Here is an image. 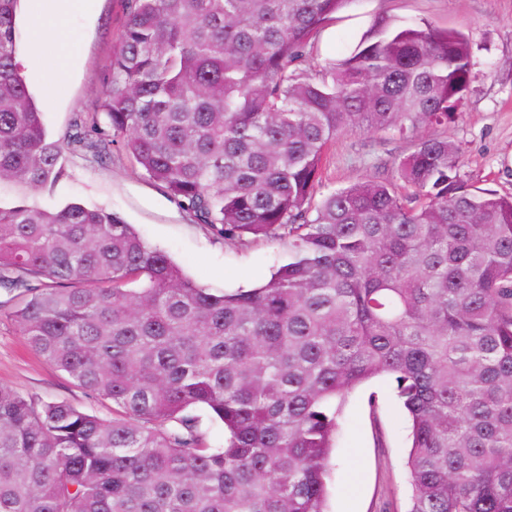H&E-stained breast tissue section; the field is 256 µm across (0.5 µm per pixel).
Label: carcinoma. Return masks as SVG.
Here are the masks:
<instances>
[{
  "instance_id": "cac0c4a2",
  "label": "carcinoma",
  "mask_w": 512,
  "mask_h": 512,
  "mask_svg": "<svg viewBox=\"0 0 512 512\" xmlns=\"http://www.w3.org/2000/svg\"><path fill=\"white\" fill-rule=\"evenodd\" d=\"M345 2L123 0L100 152L288 259L218 292L117 213L0 204L16 327L113 404L104 419L0 386V512H330L343 407L379 377L410 422L407 512H512V194L469 184L460 145L431 135L392 178L316 197L340 132L453 123L473 48L379 14L315 70ZM21 10L0 0V182L38 192L64 149L18 60Z\"/></svg>"
}]
</instances>
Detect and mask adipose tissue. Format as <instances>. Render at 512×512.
<instances>
[{"instance_id":"adipose-tissue-1","label":"adipose tissue","mask_w":512,"mask_h":512,"mask_svg":"<svg viewBox=\"0 0 512 512\" xmlns=\"http://www.w3.org/2000/svg\"><path fill=\"white\" fill-rule=\"evenodd\" d=\"M88 0H31L35 14L32 41L35 45L49 47L55 73L49 82L48 91L60 89L68 75L64 58L69 46V20L75 13L83 11Z\"/></svg>"}]
</instances>
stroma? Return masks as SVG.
<instances>
[{"mask_svg":"<svg viewBox=\"0 0 512 512\" xmlns=\"http://www.w3.org/2000/svg\"><path fill=\"white\" fill-rule=\"evenodd\" d=\"M427 19L463 30L476 64L469 93L447 130L464 155L469 183L512 193V0H348L335 23L322 31L311 64L321 68L355 47L374 15ZM124 22L121 0H94L70 23V71L63 92L48 103L49 133L68 157L66 175L30 201L55 208L75 201L120 214L149 243L160 246L208 287L250 288L281 264V245L224 240L196 223L185 208L120 149L97 158L92 143L109 134L101 110L112 81V54ZM414 136L343 132L324 162V184L341 187L377 175L378 160L408 154ZM9 294L0 290V386L51 402H66L108 418L112 403L89 397L67 375L46 364L17 330ZM376 404H369V397ZM408 422L387 380L358 387L350 396L336 449L330 512H406L410 489L403 467Z\"/></svg>","mask_w":512,"mask_h":512,"instance_id":"obj_1","label":"stroma"}]
</instances>
